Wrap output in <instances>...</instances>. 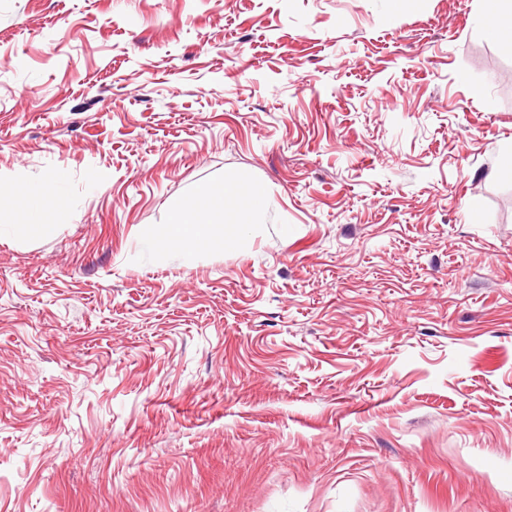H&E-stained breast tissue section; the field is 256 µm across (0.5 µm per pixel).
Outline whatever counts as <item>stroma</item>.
<instances>
[{
  "label": "stroma",
  "instance_id": "obj_1",
  "mask_svg": "<svg viewBox=\"0 0 512 512\" xmlns=\"http://www.w3.org/2000/svg\"><path fill=\"white\" fill-rule=\"evenodd\" d=\"M0 181L66 184L0 241V512H512L478 0H0ZM165 242L157 247L158 256H162L168 249L182 248L186 246H198L209 240L224 241L219 234H206L203 230L205 223L200 222L197 212L187 211L182 213L174 222Z\"/></svg>",
  "mask_w": 512,
  "mask_h": 512
}]
</instances>
